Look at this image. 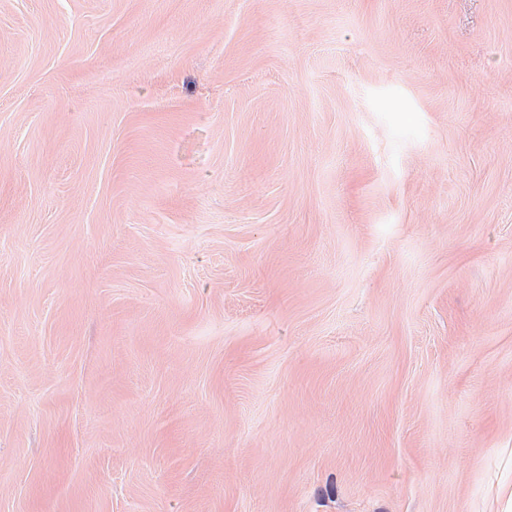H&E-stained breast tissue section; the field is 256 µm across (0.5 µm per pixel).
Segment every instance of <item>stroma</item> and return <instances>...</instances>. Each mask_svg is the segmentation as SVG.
<instances>
[{"label":"stroma","instance_id":"stroma-1","mask_svg":"<svg viewBox=\"0 0 512 512\" xmlns=\"http://www.w3.org/2000/svg\"><path fill=\"white\" fill-rule=\"evenodd\" d=\"M512 0H0V512H497Z\"/></svg>","mask_w":512,"mask_h":512}]
</instances>
